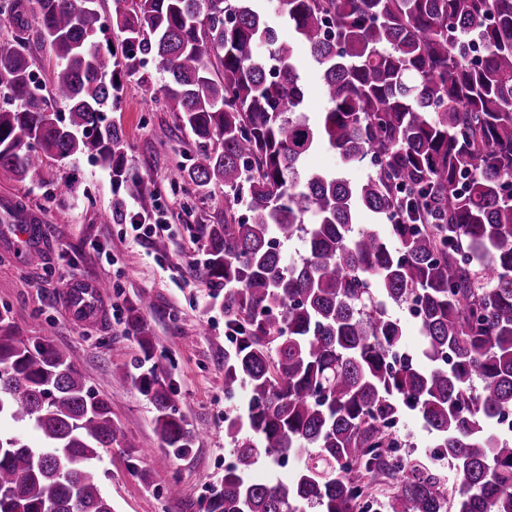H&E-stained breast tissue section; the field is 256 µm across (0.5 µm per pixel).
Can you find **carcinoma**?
Segmentation results:
<instances>
[{
    "mask_svg": "<svg viewBox=\"0 0 512 512\" xmlns=\"http://www.w3.org/2000/svg\"><path fill=\"white\" fill-rule=\"evenodd\" d=\"M121 2L106 18L96 0H36L56 60L46 91L28 55L0 45V173L24 181L86 155L154 210L107 113L115 80L149 59L167 74L165 105L195 143L176 183L200 200L221 185L229 203L195 233L205 282L224 291V394L249 395L206 512H512V433L496 428L512 410V0H279L320 73L329 108L315 120L263 0ZM324 146L345 165L374 159L373 173L304 169ZM368 215L388 235L355 230ZM296 237L307 255L288 263L278 245ZM409 300L422 344L396 366L405 327L387 304ZM150 308L143 295L130 309L134 330ZM140 341L161 444L188 448ZM409 413L431 452L399 453ZM1 418L40 442L0 433V512H112L98 467L120 436L109 402L69 351L22 339L2 313ZM286 456L301 457L293 480L249 479Z\"/></svg>",
    "mask_w": 512,
    "mask_h": 512,
    "instance_id": "cac0c4a2",
    "label": "carcinoma"
}]
</instances>
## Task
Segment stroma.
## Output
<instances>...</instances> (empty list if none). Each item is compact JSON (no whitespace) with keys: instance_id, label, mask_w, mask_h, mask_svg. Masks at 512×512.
<instances>
[{"instance_id":"1","label":"stroma","mask_w":512,"mask_h":512,"mask_svg":"<svg viewBox=\"0 0 512 512\" xmlns=\"http://www.w3.org/2000/svg\"><path fill=\"white\" fill-rule=\"evenodd\" d=\"M23 16L20 27L0 20V45H23L38 79L48 81L53 60L40 37L34 0H23ZM273 22L309 88L304 112L317 118L327 108L318 71L281 17L275 14ZM166 80L156 62H149L143 74L124 80L121 102L108 114L122 134L128 165L164 206L167 230L161 235L137 240L128 227L112 223L113 201L131 193L114 188L108 170L87 157L48 160L35 185L0 176V196L42 218L33 261L21 256L9 225L0 223V311L22 338L46 336L72 352L88 385L109 402L121 439L103 452L99 468L113 512H205L232 462L225 421L245 402L244 395L224 394V310L205 285L193 233L195 225L223 223L224 189L213 187L201 201L173 184L172 174L188 164L194 142L163 104ZM71 174L79 177L78 190L56 198L55 184ZM72 271L82 280L109 283L100 321L76 319L66 308L64 278ZM145 294L153 300L144 316L146 329L176 392L177 409L198 430L192 447L178 456L161 446L150 398L134 384L110 381L113 366L135 369L141 355L136 332L117 315ZM133 447L141 454L132 459ZM173 484L181 490L174 499L167 495Z\"/></svg>"}]
</instances>
